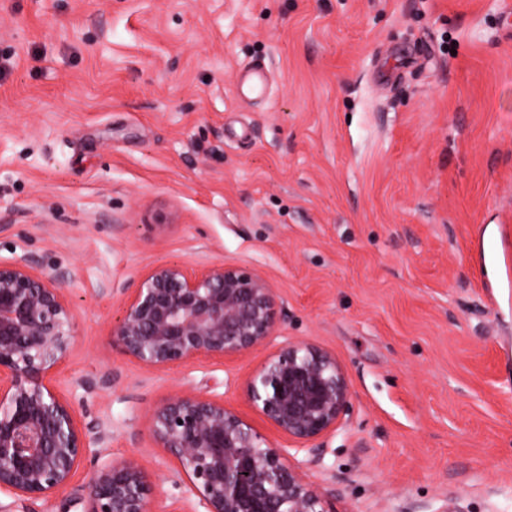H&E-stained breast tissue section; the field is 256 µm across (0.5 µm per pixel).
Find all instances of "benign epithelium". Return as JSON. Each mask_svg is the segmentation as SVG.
I'll use <instances>...</instances> for the list:
<instances>
[{
  "instance_id": "benign-epithelium-1",
  "label": "benign epithelium",
  "mask_w": 512,
  "mask_h": 512,
  "mask_svg": "<svg viewBox=\"0 0 512 512\" xmlns=\"http://www.w3.org/2000/svg\"><path fill=\"white\" fill-rule=\"evenodd\" d=\"M27 252L0 257V493L40 502L51 512L93 440L75 410L46 378L73 344V315L63 280L38 270ZM276 297L258 271L231 265L200 273L163 264L144 276L112 328L124 352L146 368L224 359L269 342ZM250 402L282 434L313 457L314 442L336 430L350 408V389L336 356L289 342L270 354L247 382ZM156 443L172 457L185 488L183 507L196 512H325L299 467L224 401L196 388L152 410ZM151 475L126 461L104 463L83 487L87 512H152Z\"/></svg>"
}]
</instances>
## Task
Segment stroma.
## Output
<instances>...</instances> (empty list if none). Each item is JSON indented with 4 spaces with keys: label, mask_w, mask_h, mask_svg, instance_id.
<instances>
[{
    "label": "stroma",
    "mask_w": 512,
    "mask_h": 512,
    "mask_svg": "<svg viewBox=\"0 0 512 512\" xmlns=\"http://www.w3.org/2000/svg\"><path fill=\"white\" fill-rule=\"evenodd\" d=\"M502 224L512 0H0V256L64 275L74 342L49 385L112 432L53 512L107 459L178 512L150 415L189 387L305 461L325 512H512V287L480 259ZM169 263L263 273L270 343L126 355L124 302ZM289 342L335 354L351 393L311 464L247 397Z\"/></svg>",
    "instance_id": "stroma-1"
}]
</instances>
